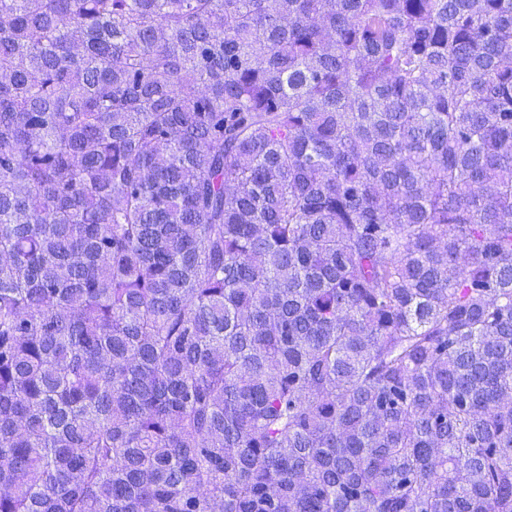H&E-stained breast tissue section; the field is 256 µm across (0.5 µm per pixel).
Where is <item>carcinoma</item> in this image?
Here are the masks:
<instances>
[{"instance_id":"obj_1","label":"carcinoma","mask_w":512,"mask_h":512,"mask_svg":"<svg viewBox=\"0 0 512 512\" xmlns=\"http://www.w3.org/2000/svg\"><path fill=\"white\" fill-rule=\"evenodd\" d=\"M0 512H512V0H0Z\"/></svg>"}]
</instances>
